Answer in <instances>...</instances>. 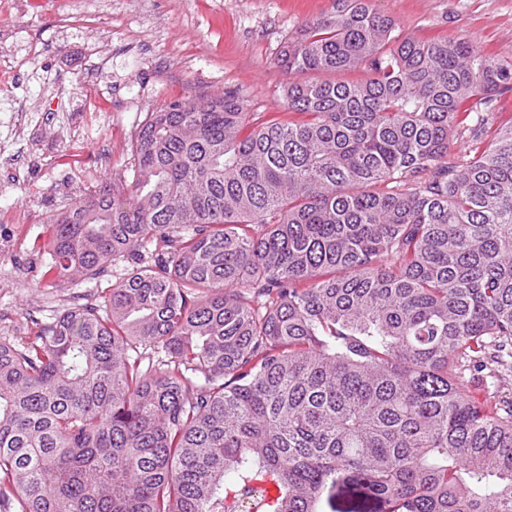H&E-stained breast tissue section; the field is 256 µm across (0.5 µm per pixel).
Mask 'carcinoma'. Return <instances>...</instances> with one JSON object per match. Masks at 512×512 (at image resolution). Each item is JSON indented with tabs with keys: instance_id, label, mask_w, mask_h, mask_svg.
Returning a JSON list of instances; mask_svg holds the SVG:
<instances>
[{
	"instance_id": "cac0c4a2",
	"label": "carcinoma",
	"mask_w": 512,
	"mask_h": 512,
	"mask_svg": "<svg viewBox=\"0 0 512 512\" xmlns=\"http://www.w3.org/2000/svg\"><path fill=\"white\" fill-rule=\"evenodd\" d=\"M277 64L304 119L173 103L48 225L44 277L116 281L0 336V512H512V398L464 383L512 372V69L370 0Z\"/></svg>"
}]
</instances>
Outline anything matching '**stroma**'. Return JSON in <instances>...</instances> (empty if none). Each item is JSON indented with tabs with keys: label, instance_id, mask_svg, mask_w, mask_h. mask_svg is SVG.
Here are the masks:
<instances>
[{
	"label": "stroma",
	"instance_id": "obj_1",
	"mask_svg": "<svg viewBox=\"0 0 512 512\" xmlns=\"http://www.w3.org/2000/svg\"><path fill=\"white\" fill-rule=\"evenodd\" d=\"M402 35L462 37L512 67V0H372ZM335 0H29L0 14V336L22 335L95 283H42L50 218L129 177L148 113L231 92L281 116L276 58ZM98 101L86 114V97Z\"/></svg>",
	"mask_w": 512,
	"mask_h": 512
}]
</instances>
